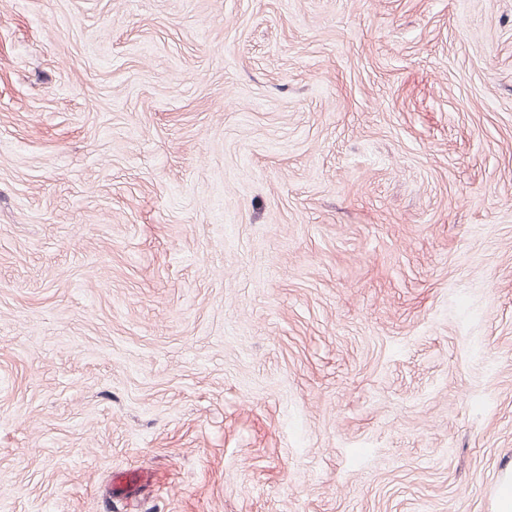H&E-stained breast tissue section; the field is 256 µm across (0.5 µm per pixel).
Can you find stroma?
Returning <instances> with one entry per match:
<instances>
[{"label": "stroma", "instance_id": "obj_1", "mask_svg": "<svg viewBox=\"0 0 512 512\" xmlns=\"http://www.w3.org/2000/svg\"><path fill=\"white\" fill-rule=\"evenodd\" d=\"M509 473L512 0H0V512Z\"/></svg>", "mask_w": 512, "mask_h": 512}]
</instances>
